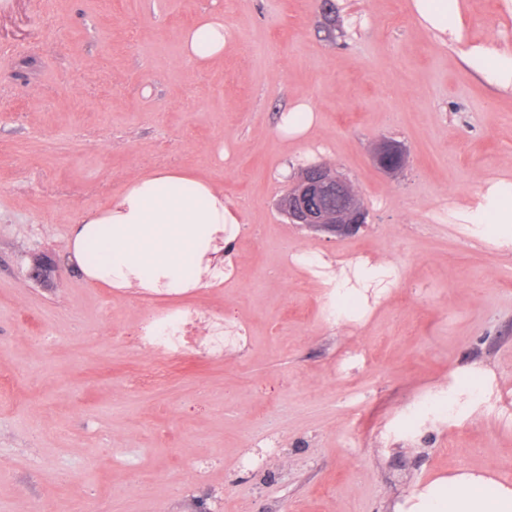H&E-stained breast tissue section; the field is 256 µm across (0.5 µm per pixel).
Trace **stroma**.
<instances>
[{"instance_id":"1","label":"stroma","mask_w":512,"mask_h":512,"mask_svg":"<svg viewBox=\"0 0 512 512\" xmlns=\"http://www.w3.org/2000/svg\"><path fill=\"white\" fill-rule=\"evenodd\" d=\"M216 10L233 42L200 68L179 35ZM465 34L512 51V10L466 0ZM459 50L409 0H0V512H396L459 467L512 483V243L470 220L512 181V90ZM299 97L318 123L295 143L275 128ZM382 139L401 171L373 163ZM317 162L366 205L355 235L278 210ZM166 167L240 214L223 287L30 279L79 214ZM178 304L239 340L144 386L142 321ZM463 367L493 381L458 423L430 405Z\"/></svg>"}]
</instances>
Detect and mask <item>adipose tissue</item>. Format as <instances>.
Returning a JSON list of instances; mask_svg holds the SVG:
<instances>
[{"instance_id":"adipose-tissue-1","label":"adipose tissue","mask_w":512,"mask_h":512,"mask_svg":"<svg viewBox=\"0 0 512 512\" xmlns=\"http://www.w3.org/2000/svg\"><path fill=\"white\" fill-rule=\"evenodd\" d=\"M429 30L462 40L460 0H411ZM185 58L204 67L231 43L224 16L210 13L181 37ZM464 61L487 81L512 88V52L474 46ZM318 121L312 104L295 100L280 116L283 139L300 142ZM237 211L224 190L179 168L157 169L131 180L103 209L82 215L69 232L64 265L87 282L181 295L224 282L225 232L237 229ZM406 512H512V485L486 472L459 468L411 496Z\"/></svg>"}]
</instances>
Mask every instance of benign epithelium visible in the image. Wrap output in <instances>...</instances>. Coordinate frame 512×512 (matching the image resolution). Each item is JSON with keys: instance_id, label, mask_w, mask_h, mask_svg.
<instances>
[{"instance_id": "benign-epithelium-1", "label": "benign epithelium", "mask_w": 512, "mask_h": 512, "mask_svg": "<svg viewBox=\"0 0 512 512\" xmlns=\"http://www.w3.org/2000/svg\"><path fill=\"white\" fill-rule=\"evenodd\" d=\"M374 162L384 172L395 173L405 163L403 147L390 140L379 145ZM339 201L338 206L331 205ZM281 210L289 223L334 238L352 235L367 223V209L353 191L349 181L335 173L325 163L305 167L297 180L280 200Z\"/></svg>"}]
</instances>
